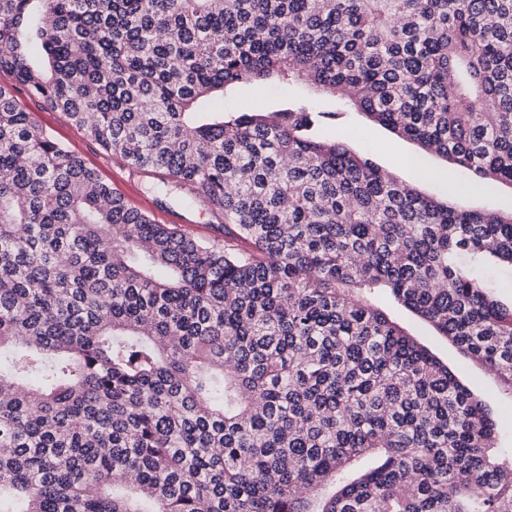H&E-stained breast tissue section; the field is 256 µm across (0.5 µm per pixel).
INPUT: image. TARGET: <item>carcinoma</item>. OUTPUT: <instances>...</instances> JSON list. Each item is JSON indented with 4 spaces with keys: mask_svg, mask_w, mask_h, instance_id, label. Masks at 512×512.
Segmentation results:
<instances>
[{
    "mask_svg": "<svg viewBox=\"0 0 512 512\" xmlns=\"http://www.w3.org/2000/svg\"><path fill=\"white\" fill-rule=\"evenodd\" d=\"M0 512H512L498 424L373 302L512 395V213L317 129L306 84L512 185V0H0ZM175 184L129 207L31 112ZM305 89L302 84H295L288 88L269 85L262 92H257L251 87H242L226 96V106L235 107L240 103L252 102L258 99L265 103L269 109L275 110L291 96L303 94ZM16 95L25 111L33 112L43 126L51 129L60 142L78 154L129 206L152 215L160 224H180L200 240L224 239V234L216 230L201 207L188 208L182 203L179 190L173 189L167 195L150 192L147 186L154 180L153 174L132 171L120 162L111 160L94 140L73 125L64 114L46 110L41 99L27 90L21 88Z\"/></svg>",
    "mask_w": 512,
    "mask_h": 512,
    "instance_id": "obj_1",
    "label": "carcinoma"
}]
</instances>
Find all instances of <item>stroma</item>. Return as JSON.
Segmentation results:
<instances>
[{
  "mask_svg": "<svg viewBox=\"0 0 512 512\" xmlns=\"http://www.w3.org/2000/svg\"><path fill=\"white\" fill-rule=\"evenodd\" d=\"M17 99L25 111L34 113L43 126L78 154L129 206L152 215L159 223L182 225L198 239L218 238L219 233L208 214L199 207H186L179 190H171L166 195L150 192L151 173L130 170L108 158L100 146L64 114L46 110L41 99L27 90H19ZM314 102L318 110L326 114L322 122L326 135L339 136L353 151L393 171L400 180L414 185L422 193L452 199L469 209L512 212V187L474 179L468 171L423 151L410 140L395 136L363 114L341 106L333 96L319 95ZM380 307L418 343L447 364L457 379L484 403L502 426L498 452L512 455V396L505 393L499 379L481 364L466 358L456 345L440 336L428 322L397 304L389 293H382Z\"/></svg>",
  "mask_w": 512,
  "mask_h": 512,
  "instance_id": "1",
  "label": "stroma"
}]
</instances>
